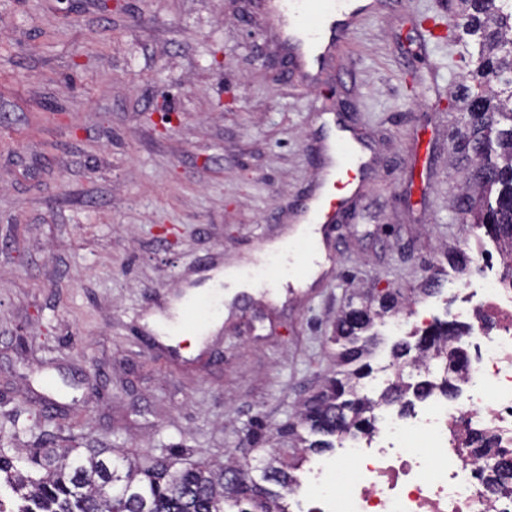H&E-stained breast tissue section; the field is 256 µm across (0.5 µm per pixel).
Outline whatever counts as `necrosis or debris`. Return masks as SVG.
I'll list each match as a JSON object with an SVG mask.
<instances>
[{"label": "necrosis or debris", "instance_id": "necrosis-or-debris-1", "mask_svg": "<svg viewBox=\"0 0 512 512\" xmlns=\"http://www.w3.org/2000/svg\"><path fill=\"white\" fill-rule=\"evenodd\" d=\"M472 258L477 280L455 317L469 333L454 393L433 392L407 411L376 407L370 433L310 459L288 512H512V480L490 472L512 456V283L495 272L489 246Z\"/></svg>", "mask_w": 512, "mask_h": 512}]
</instances>
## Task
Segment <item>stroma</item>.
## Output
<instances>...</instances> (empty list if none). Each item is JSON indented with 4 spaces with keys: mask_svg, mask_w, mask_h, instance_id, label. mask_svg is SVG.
I'll use <instances>...</instances> for the list:
<instances>
[{
    "mask_svg": "<svg viewBox=\"0 0 512 512\" xmlns=\"http://www.w3.org/2000/svg\"><path fill=\"white\" fill-rule=\"evenodd\" d=\"M445 0L365 16L317 89L285 71L256 0H0V434L210 462L300 450L301 403L339 370L336 318L383 289L418 318L474 233L445 108L471 68ZM344 107L376 163L332 225L334 260L283 304L249 296L199 348L149 347L212 271L291 235L317 174L315 115Z\"/></svg>",
    "mask_w": 512,
    "mask_h": 512,
    "instance_id": "obj_1",
    "label": "stroma"
}]
</instances>
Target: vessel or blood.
<instances>
[{
    "label": "vessel or blood",
    "instance_id": "1",
    "mask_svg": "<svg viewBox=\"0 0 512 512\" xmlns=\"http://www.w3.org/2000/svg\"><path fill=\"white\" fill-rule=\"evenodd\" d=\"M270 28L288 51L289 70L309 85L317 86L340 46L355 32L366 8L355 0H258ZM322 132L318 185L326 187L332 170L344 172L348 180L342 193L323 199L319 192L302 202L298 220L305 224L328 225L345 216L349 202L359 191L369 163L368 145L350 131L342 113L321 111Z\"/></svg>",
    "mask_w": 512,
    "mask_h": 512
}]
</instances>
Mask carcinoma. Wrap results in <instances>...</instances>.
<instances>
[{"label":"carcinoma","mask_w":512,"mask_h":512,"mask_svg":"<svg viewBox=\"0 0 512 512\" xmlns=\"http://www.w3.org/2000/svg\"><path fill=\"white\" fill-rule=\"evenodd\" d=\"M460 2L455 24L478 35L479 48L471 54L470 76L476 84L462 95L456 89L450 92L465 112L453 150L467 174L451 207L481 225L500 243L501 251L512 253V14L502 11L500 0ZM385 312V305L377 311L351 304L338 318L341 363L357 367L331 379L298 412L299 424L315 436L311 441L300 438L310 452L334 447L329 438L338 429L363 431L370 425L372 401L360 396L357 388L372 372L366 359L378 340L375 319ZM464 335L462 327L437 320L415 345H393L391 356L401 361L437 336ZM236 466L188 462L177 453L145 464L122 448L107 447L71 448L59 454L17 446L8 456L0 444V486L11 490L20 504L18 512H226L230 499L236 512H252L257 502L265 512H277L279 501L296 484L292 470L298 463L285 461L280 452L249 465L259 476L246 474L230 488L228 477ZM271 484L279 490H271Z\"/></svg>","instance_id":"carcinoma-1"}]
</instances>
